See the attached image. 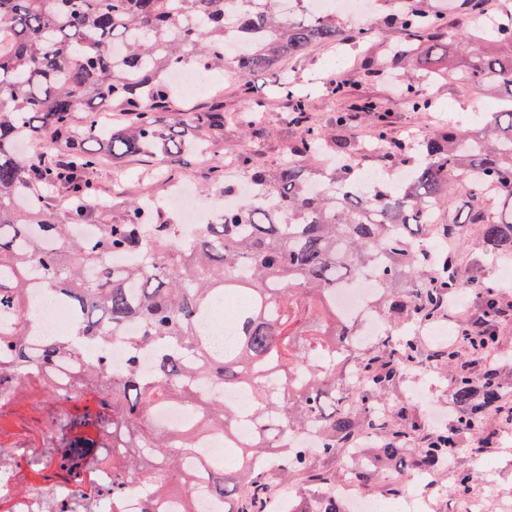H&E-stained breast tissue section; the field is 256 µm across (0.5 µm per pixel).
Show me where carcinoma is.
<instances>
[{"label":"carcinoma","mask_w":512,"mask_h":512,"mask_svg":"<svg viewBox=\"0 0 512 512\" xmlns=\"http://www.w3.org/2000/svg\"><path fill=\"white\" fill-rule=\"evenodd\" d=\"M0 0V460H21L32 476L55 457L63 476L80 482L95 464L112 466V491L80 508L118 512L133 491L141 512L193 491L221 512H272L275 482L319 496L340 483L316 457L354 450L347 482L370 492H398L392 469L443 474L463 444L479 454L493 444L494 420L512 427V391L502 369L481 365L496 343L498 295L484 301L486 330L459 334L446 347L423 349L407 328L434 323L465 275L457 254L426 250L432 236L464 245L476 235L490 263L512 256V12L489 29H460L468 55L451 74L499 107L465 134L446 129L419 150L384 132L361 147L306 131L272 168L236 154L260 192L240 196L218 171L206 191L224 199L190 242L179 225L125 202L115 217L96 221L94 173L111 158L159 161L186 168L202 151L224 147V106L178 112L164 72L224 69L225 43L252 50L232 58L240 79L275 75L280 59L300 58L315 44L371 38L373 20L349 29L318 0ZM386 19L405 42L392 65L418 70L405 99L415 112L432 100L420 86L443 73L448 15L479 16L481 0H386ZM116 109L123 122L103 130L78 127L79 112ZM22 140L37 154L18 152ZM405 170L401 180L376 179L359 190V160ZM68 200L53 206L51 191ZM459 214L444 213L448 198ZM97 224L91 238L71 235L75 224ZM135 255L127 266L108 262ZM371 273L380 288L370 312L390 334L357 345V321L336 308V293ZM51 291L70 314L62 336L33 343L22 315L31 289ZM127 352L122 372L109 375L111 344ZM455 371L451 399L459 412L450 430L421 426L389 389L407 365ZM207 380L249 393L243 413L198 383ZM179 406L191 426L163 427L152 412ZM313 430L316 443L288 446V436ZM221 434L232 442L216 461L195 464L196 444ZM112 442V458L93 452Z\"/></svg>","instance_id":"obj_1"}]
</instances>
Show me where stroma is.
Masks as SVG:
<instances>
[{
  "mask_svg": "<svg viewBox=\"0 0 512 512\" xmlns=\"http://www.w3.org/2000/svg\"><path fill=\"white\" fill-rule=\"evenodd\" d=\"M401 40L399 28L384 24L379 33L350 48L347 53L340 54L334 47L318 45L303 60H282L278 65L282 80L310 98L308 118L302 123L293 121L287 96L273 88L269 76L251 77L255 96L265 102L260 122L268 134L261 139L244 136V128L251 115L240 94L239 78L232 70L218 74L216 83L206 93L194 98L178 97L177 106L188 110L223 99L225 111L238 115L237 121L224 125L225 145L244 147L256 163L266 167L284 161L287 147L299 141L310 127L358 143L371 140L382 129L392 139L403 141L409 133L420 129L430 133L447 126L468 130L484 112L492 111L494 99L470 91L458 81L448 78L427 84L426 90L433 102L430 111H413L400 92L403 83L401 71L388 67L391 49ZM339 80L346 83L341 93L334 90ZM365 101L375 104V116L370 117L360 111L359 106ZM156 169L152 162L131 161L117 167L105 165L95 178L100 204L109 207L119 202V195L113 192L118 184L134 196L146 191L162 193V183L152 177ZM490 290L512 300V287L501 286L492 273L481 276L478 283L466 285V304L445 312L439 324L446 334L436 339V346L456 340L461 318L482 315V297ZM416 385L429 391L438 403L447 404L452 385L449 374L435 373L425 365L405 370L394 394L408 401L423 417L427 414L426 403L413 396L412 388ZM455 468L473 475V490H485L499 512H512V430L500 431L496 448L485 455H475L469 449H462L455 460Z\"/></svg>",
  "mask_w": 512,
  "mask_h": 512,
  "instance_id": "35a3bbf8",
  "label": "stroma"
}]
</instances>
